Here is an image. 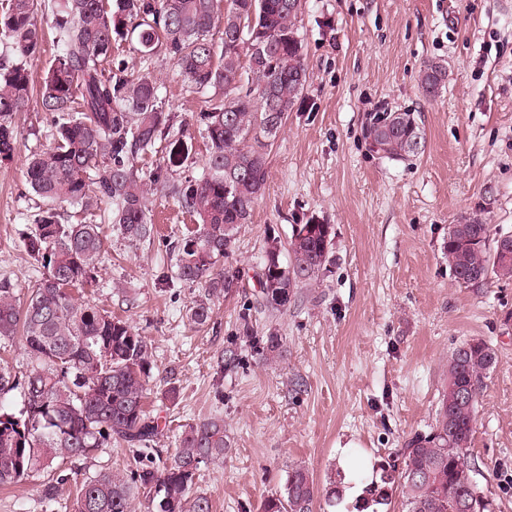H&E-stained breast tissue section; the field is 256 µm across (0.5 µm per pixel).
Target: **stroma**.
<instances>
[{
  "instance_id": "1",
  "label": "stroma",
  "mask_w": 512,
  "mask_h": 512,
  "mask_svg": "<svg viewBox=\"0 0 512 512\" xmlns=\"http://www.w3.org/2000/svg\"><path fill=\"white\" fill-rule=\"evenodd\" d=\"M299 34L309 81L270 150L252 221L220 262L238 284L212 299L209 321L189 318L203 288L175 277L177 246L195 221L168 192L151 196L155 231L141 242L111 224L109 204L62 208L64 223L98 225L105 241L81 299L147 341V409L163 457L189 426L223 418L231 450L201 464L195 479L212 512H260L296 464L319 490L335 489V512H360L365 487L434 425L450 352L485 341L497 360L477 408L471 475L495 512H512V280L459 286L444 251L449 225L464 215L512 231V0H303ZM112 59L150 73L170 116L161 143L138 157L140 174L175 184L198 176L204 96L187 92L164 52L147 66L118 41ZM431 62L447 69L433 96L419 83ZM383 109L415 114L425 134L419 153L392 160L371 149L365 118ZM54 119L35 105L19 113L17 150L0 160V279L21 296L41 274L23 244L38 212L25 158L48 145ZM173 141L182 159L170 169ZM297 224L331 225L330 261L316 283L294 289L286 311L264 310L256 300L266 241L288 242ZM245 313L250 338L239 331ZM270 335L283 343L272 365L255 343ZM228 351L236 362L217 369ZM136 466L115 442L72 459L60 500L85 477ZM49 480L0 489V512H61L44 494Z\"/></svg>"
}]
</instances>
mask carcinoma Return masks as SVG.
I'll list each match as a JSON object with an SVG mask.
<instances>
[{"instance_id":"cac0c4a2","label":"carcinoma","mask_w":512,"mask_h":512,"mask_svg":"<svg viewBox=\"0 0 512 512\" xmlns=\"http://www.w3.org/2000/svg\"><path fill=\"white\" fill-rule=\"evenodd\" d=\"M301 7L289 0H65L52 13L59 54L44 73L36 103L64 116L51 132L52 144L29 153L26 180L45 207L24 238L28 254L44 269L17 298L11 282L0 280V340L16 334L33 364L17 378L0 365V399L20 388L18 410L0 402V487L8 488L44 472L56 475L46 495L53 500L66 483L62 465L113 440L127 443L141 467L131 475L100 472L84 478L72 512H131L140 490L152 494V512H211L210 499L193 492L200 464L221 459L230 449L224 419L189 426L171 460L155 455L159 425L144 409L150 377L149 346L126 321L74 298L73 289L93 279L105 244L95 224H64L56 204L90 209L101 200L112 205L111 220L131 241L151 237L148 189L168 188L197 222L176 255V275L207 295L227 292L233 278L216 266L233 248L240 227L251 223L267 178V151L308 82ZM41 0H6L0 5V42L11 55L0 59V158L18 145L16 116L32 99L31 62L44 35ZM137 34L142 56L164 51L180 68L190 92L211 89L199 113L209 149L201 176L169 187L153 174L145 183L138 156L163 135L157 82L105 68L113 37ZM247 84H241L242 75ZM447 77L440 63H429L420 84L427 95ZM366 137L376 152L402 159L424 147V134L412 112H371ZM291 265L280 260V245L268 239L258 273L259 305L285 311L292 289L318 280L330 259L331 240L322 224H297L288 243ZM455 281L468 288L491 279L512 280V237L492 234L478 216H461L448 226L445 245ZM211 307L196 300L190 318L207 322ZM278 336L263 340L268 362L276 361ZM496 363L482 340L456 347L448 357V382L435 426L413 436L400 452V465L383 471L367 488L371 500L388 505V488H400L399 512H492L493 501L473 485L468 491L461 467L469 466L479 398ZM469 394L461 400V392ZM317 489L308 471H288L282 494L267 497L261 512H313Z\"/></svg>"}]
</instances>
